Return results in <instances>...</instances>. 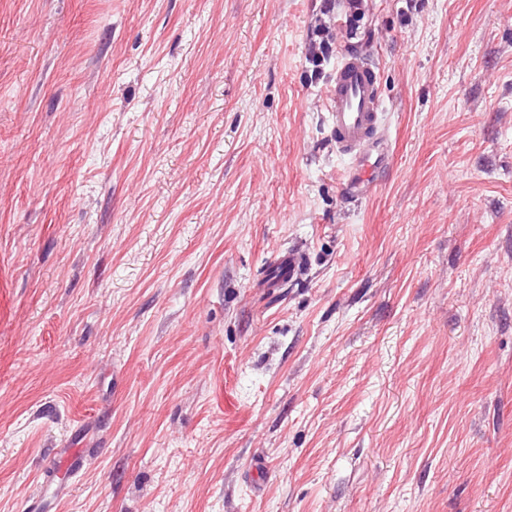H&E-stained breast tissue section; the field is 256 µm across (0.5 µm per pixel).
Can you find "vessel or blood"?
<instances>
[{
	"label": "vessel or blood",
	"instance_id": "1",
	"mask_svg": "<svg viewBox=\"0 0 512 512\" xmlns=\"http://www.w3.org/2000/svg\"><path fill=\"white\" fill-rule=\"evenodd\" d=\"M331 137L338 153L351 161L349 183L352 187H370L379 171L389 165L380 88L371 64L354 54L341 57L330 90ZM83 451L62 448L55 452L51 471L78 475Z\"/></svg>",
	"mask_w": 512,
	"mask_h": 512
}]
</instances>
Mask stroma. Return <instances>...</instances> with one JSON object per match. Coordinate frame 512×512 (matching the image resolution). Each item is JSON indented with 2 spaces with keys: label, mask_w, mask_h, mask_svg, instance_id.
<instances>
[{
  "label": "stroma",
  "mask_w": 512,
  "mask_h": 512,
  "mask_svg": "<svg viewBox=\"0 0 512 512\" xmlns=\"http://www.w3.org/2000/svg\"><path fill=\"white\" fill-rule=\"evenodd\" d=\"M44 498L512 512V0H0V512ZM331 137L336 150L351 161L349 183L367 189L390 163L380 88L371 64L343 55L330 90ZM84 448H60L50 461L49 471H65L71 476H77L83 465Z\"/></svg>",
  "instance_id": "obj_1"
}]
</instances>
